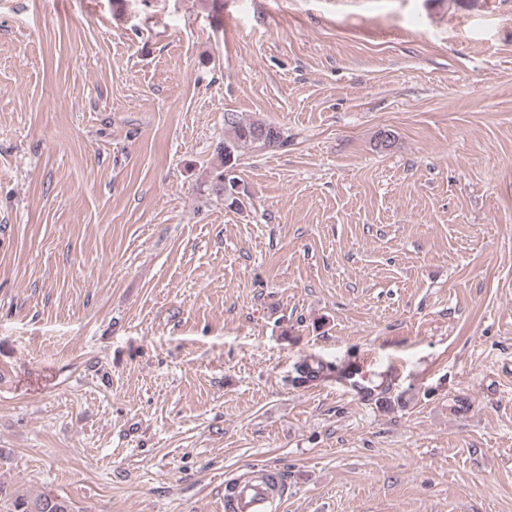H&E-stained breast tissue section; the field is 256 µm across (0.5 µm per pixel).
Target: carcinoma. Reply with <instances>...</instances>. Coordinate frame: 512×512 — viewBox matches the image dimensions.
<instances>
[{
	"label": "carcinoma",
	"instance_id": "cac0c4a2",
	"mask_svg": "<svg viewBox=\"0 0 512 512\" xmlns=\"http://www.w3.org/2000/svg\"><path fill=\"white\" fill-rule=\"evenodd\" d=\"M288 147V132L264 120H249L237 112L224 113V140L216 145L220 169L214 174L211 186L216 197L225 206L240 208L244 204L245 189L236 175L240 157L247 152L278 151ZM14 512H72L69 503L52 493L34 499L19 498L14 501Z\"/></svg>",
	"mask_w": 512,
	"mask_h": 512
}]
</instances>
